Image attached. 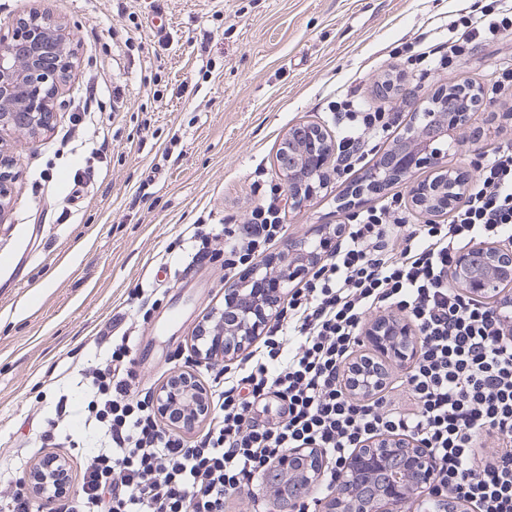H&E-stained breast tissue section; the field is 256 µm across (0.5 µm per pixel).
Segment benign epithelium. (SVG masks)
<instances>
[{"label":"benign epithelium","instance_id":"obj_1","mask_svg":"<svg viewBox=\"0 0 512 512\" xmlns=\"http://www.w3.org/2000/svg\"><path fill=\"white\" fill-rule=\"evenodd\" d=\"M72 53L60 26L34 13L19 20L9 40H0V135L26 133L36 136L56 120L59 86L71 68ZM445 93L432 106L413 112L403 132L382 149L367 166L345 207L360 206L393 182L409 186L412 202L430 214L455 211L467 192L461 172L448 163L450 149L462 145L468 113L448 111ZM336 143L321 125H296L277 151V168L288 186V203L300 208L318 190L334 167ZM429 165L434 177L418 183L415 169ZM13 164L0 160V217L10 204ZM307 241H292L276 260L251 265V281L232 283L224 289V307L234 312L206 316L191 337L195 354L208 359L233 356L261 337L282 311L285 288L308 268L329 255V242L320 239L312 250ZM448 281L473 298L499 300V309H512V239L476 244L458 252L448 271ZM214 322L211 328L206 323ZM370 358L347 369L352 390L364 396L381 387L384 368L391 363L415 364L414 330L389 309L376 314L361 331ZM202 390L186 377L174 376L157 392L156 404L168 411L179 403L192 425L200 417ZM326 461L315 448H294L273 461L262 473L261 483L275 512H295L323 482ZM436 462L429 449L403 435L381 434L361 443L336 466L335 487L316 501L323 512H470L471 504L455 494L440 491L435 483Z\"/></svg>","mask_w":512,"mask_h":512}]
</instances>
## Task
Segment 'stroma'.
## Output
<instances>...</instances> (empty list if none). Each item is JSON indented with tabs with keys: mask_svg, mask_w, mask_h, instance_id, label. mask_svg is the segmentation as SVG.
<instances>
[{
	"mask_svg": "<svg viewBox=\"0 0 512 512\" xmlns=\"http://www.w3.org/2000/svg\"><path fill=\"white\" fill-rule=\"evenodd\" d=\"M459 0H0V39L36 12L61 25L73 51L51 130L7 134L14 162L11 203L0 217V476L38 469L44 422L60 395L73 408L88 398L78 371L128 334L145 359L142 389L157 392L189 372L211 383L223 360L203 363L190 339L207 314L224 308L233 275L223 257L189 255L193 230L245 224L252 208L284 186L277 150L289 128L315 122L336 131V101L418 109L449 85L490 92L471 112L450 161L468 179L474 150L512 143V89L493 90L512 66V34L477 46L449 68L422 76L396 50L447 41ZM403 92L384 96L385 75ZM96 89L104 111L75 106ZM357 174L285 211L287 240L335 233L352 213L340 200ZM180 321L163 326L170 304ZM161 332H154L155 324Z\"/></svg>",
	"mask_w": 512,
	"mask_h": 512,
	"instance_id": "35a3bbf8",
	"label": "stroma"
}]
</instances>
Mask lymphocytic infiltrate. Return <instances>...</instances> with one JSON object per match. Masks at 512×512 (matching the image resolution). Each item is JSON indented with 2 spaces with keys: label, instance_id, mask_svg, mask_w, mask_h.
Returning a JSON list of instances; mask_svg holds the SVG:
<instances>
[{
  "label": "lymphocytic infiltrate",
  "instance_id": "obj_1",
  "mask_svg": "<svg viewBox=\"0 0 512 512\" xmlns=\"http://www.w3.org/2000/svg\"><path fill=\"white\" fill-rule=\"evenodd\" d=\"M455 38L408 55L413 67L438 69L512 29V0L461 11ZM339 168L364 161L369 139L387 133L399 113L337 102ZM477 177L448 223L403 230L398 199L355 214L335 256L288 301L261 347L243 367L225 373L205 396L210 422L197 438L162 424L139 390L126 340L83 371L91 392L85 426L99 437L92 460L81 459L80 488L60 512H224L239 491L292 448H316L341 461L366 439L411 436L435 456L439 488L469 500L477 512H512V326L482 302L448 285L456 254L470 245L512 236V147L475 152ZM283 235L280 208L265 201L251 212L243 238L226 232L224 265H249ZM404 312L420 334V355L401 384L410 409L387 394L355 399L344 369L360 347L366 314ZM278 404L276 419L255 406Z\"/></svg>",
  "mask_w": 512,
  "mask_h": 512
}]
</instances>
